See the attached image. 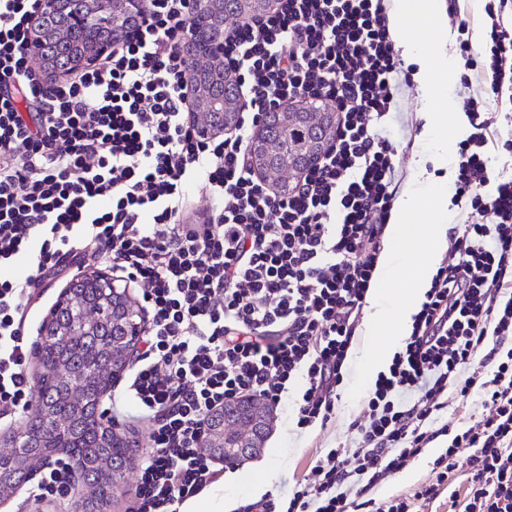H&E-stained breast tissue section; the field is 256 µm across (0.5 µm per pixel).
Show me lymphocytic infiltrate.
<instances>
[{
	"label": "lymphocytic infiltrate",
	"instance_id": "f902f5d3",
	"mask_svg": "<svg viewBox=\"0 0 512 512\" xmlns=\"http://www.w3.org/2000/svg\"><path fill=\"white\" fill-rule=\"evenodd\" d=\"M512 0H490L480 34L453 31L485 98L512 92ZM42 0H0V414L30 398L23 326L36 289L87 249L143 287L151 330L124 400L148 420L136 512H180L212 484L203 428L226 400L280 404L291 383L296 425L327 421L367 302L394 206L395 144L385 124L403 71L382 0H277L265 17L224 26V65L246 105L231 133L202 136L190 117L184 45L195 0H144L123 43L52 84L29 32ZM318 102L336 111L319 163L279 191L252 168L266 113ZM452 199L490 215L459 224L412 331L366 392L358 444L318 459L313 485L286 512H369L370 493L447 436L433 484L393 498L415 512L456 481V450L474 448L465 512H512V179L493 175L487 134L499 115L464 101ZM206 182V222L187 187ZM482 382L461 374L476 356ZM480 386L484 413L449 433L440 412Z\"/></svg>",
	"mask_w": 512,
	"mask_h": 512
}]
</instances>
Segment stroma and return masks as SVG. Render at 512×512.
Instances as JSON below:
<instances>
[{
  "mask_svg": "<svg viewBox=\"0 0 512 512\" xmlns=\"http://www.w3.org/2000/svg\"><path fill=\"white\" fill-rule=\"evenodd\" d=\"M414 81H402L393 114L388 123L396 137L410 140L409 149L399 151L395 165L401 191L412 187L414 172L425 145L419 134L423 125L419 117L425 111ZM108 258L87 256L81 267L71 268L69 277L45 280L38 288L34 304L25 320V334L29 343H36L39 328L56 303L69 278L80 276L90 267L109 266ZM367 338L364 326H357L352 342L349 364L345 368L344 387L331 418L322 425L307 429L296 426L291 402H284L274 409L270 434L257 456L245 461L236 469L224 468L214 462L217 479L224 482V512H241L243 505L260 500L266 492H273L281 503H288L292 493L304 488L313 479L311 472L316 459L331 448H348L353 444L355 432L352 425L361 420L365 411L364 400H350L348 385L354 378L353 365L364 350ZM437 453L428 448L405 470L393 474L375 489L373 497L377 507H386L393 497L408 493L414 487L428 483L432 478V463ZM77 503L69 495L61 494L42 498L36 482H28L0 505V512H75Z\"/></svg>",
  "mask_w": 512,
  "mask_h": 512,
  "instance_id": "obj_1",
  "label": "stroma"
}]
</instances>
